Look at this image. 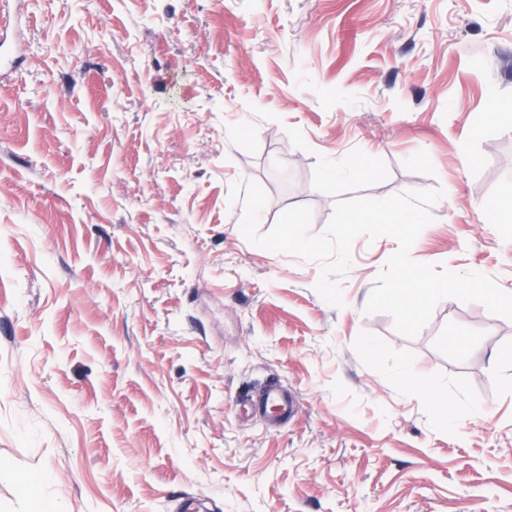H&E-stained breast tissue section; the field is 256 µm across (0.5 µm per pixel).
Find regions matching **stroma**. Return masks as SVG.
<instances>
[{
	"label": "stroma",
	"instance_id": "35a3bbf8",
	"mask_svg": "<svg viewBox=\"0 0 512 512\" xmlns=\"http://www.w3.org/2000/svg\"><path fill=\"white\" fill-rule=\"evenodd\" d=\"M0 65V512H512V320L444 299L413 339L250 244L336 199L442 187L410 256L512 292V0H15ZM417 373L405 382L399 362ZM296 399L273 428L241 401ZM436 384L437 397L422 385ZM455 406V424L437 410Z\"/></svg>",
	"mask_w": 512,
	"mask_h": 512
}]
</instances>
